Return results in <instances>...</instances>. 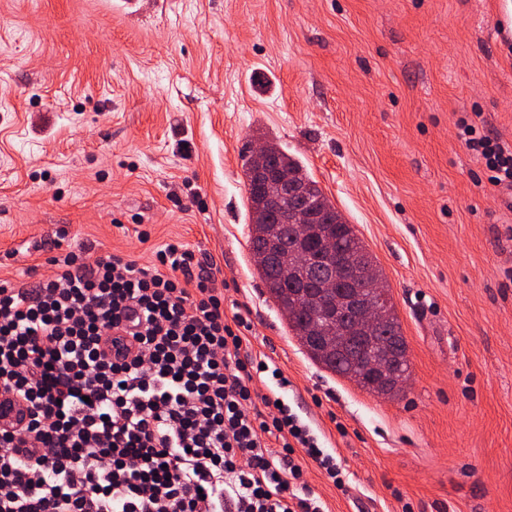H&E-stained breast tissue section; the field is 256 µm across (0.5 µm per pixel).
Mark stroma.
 <instances>
[{"label":"stroma","mask_w":512,"mask_h":512,"mask_svg":"<svg viewBox=\"0 0 512 512\" xmlns=\"http://www.w3.org/2000/svg\"><path fill=\"white\" fill-rule=\"evenodd\" d=\"M503 17V0H0V278L37 281L62 229L141 264L202 249L347 466L342 489L306 470L328 512H512V210L456 129L478 112L512 145ZM265 140L373 255L407 343L399 393L316 364L270 299L241 158Z\"/></svg>","instance_id":"1"}]
</instances>
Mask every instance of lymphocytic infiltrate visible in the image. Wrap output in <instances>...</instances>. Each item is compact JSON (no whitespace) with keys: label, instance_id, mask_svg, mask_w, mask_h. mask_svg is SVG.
<instances>
[{"label":"lymphocytic infiltrate","instance_id":"f902f5d3","mask_svg":"<svg viewBox=\"0 0 512 512\" xmlns=\"http://www.w3.org/2000/svg\"><path fill=\"white\" fill-rule=\"evenodd\" d=\"M457 136L512 192V146L463 117ZM31 285L0 279V512H325L304 478L348 470L277 391L250 325L225 311L211 256L169 242L149 264L82 245Z\"/></svg>","mask_w":512,"mask_h":512}]
</instances>
